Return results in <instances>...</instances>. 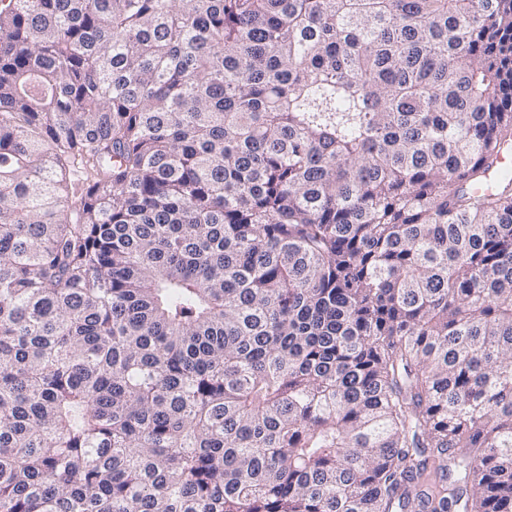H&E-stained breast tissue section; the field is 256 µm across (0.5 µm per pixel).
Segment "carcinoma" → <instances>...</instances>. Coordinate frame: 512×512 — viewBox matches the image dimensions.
<instances>
[{
	"label": "carcinoma",
	"mask_w": 512,
	"mask_h": 512,
	"mask_svg": "<svg viewBox=\"0 0 512 512\" xmlns=\"http://www.w3.org/2000/svg\"><path fill=\"white\" fill-rule=\"evenodd\" d=\"M512 0L0 8V512H512Z\"/></svg>",
	"instance_id": "carcinoma-1"
}]
</instances>
